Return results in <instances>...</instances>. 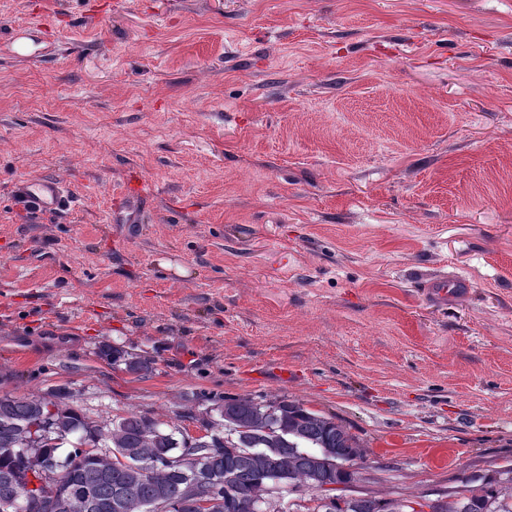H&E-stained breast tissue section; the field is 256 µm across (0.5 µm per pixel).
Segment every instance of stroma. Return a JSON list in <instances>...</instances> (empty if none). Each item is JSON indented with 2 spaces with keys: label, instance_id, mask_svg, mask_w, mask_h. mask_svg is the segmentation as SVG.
<instances>
[{
  "label": "stroma",
  "instance_id": "obj_1",
  "mask_svg": "<svg viewBox=\"0 0 512 512\" xmlns=\"http://www.w3.org/2000/svg\"><path fill=\"white\" fill-rule=\"evenodd\" d=\"M41 176L76 206L20 208ZM55 390L294 400L380 498L511 464L512 0H0V395ZM152 194L153 187L146 179H140L137 183L124 189V209L130 214L129 219L125 221L126 224H136L141 209L149 202ZM100 354L107 360L112 361L113 366L124 365L126 371L139 376L146 375L153 368L151 359L144 355L131 353L108 344L102 346Z\"/></svg>",
  "mask_w": 512,
  "mask_h": 512
}]
</instances>
